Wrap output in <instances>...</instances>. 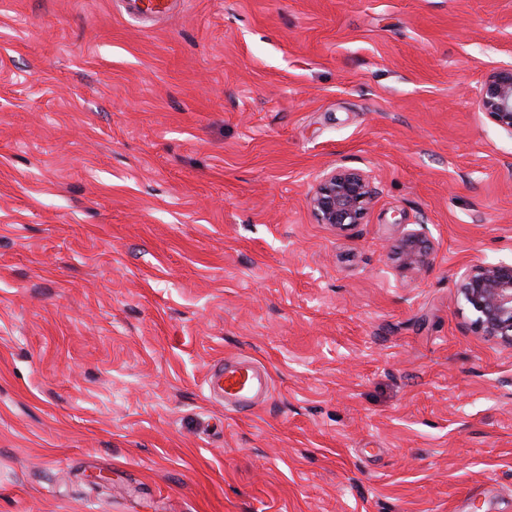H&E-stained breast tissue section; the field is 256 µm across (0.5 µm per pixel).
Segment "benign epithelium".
Masks as SVG:
<instances>
[{
  "label": "benign epithelium",
  "mask_w": 512,
  "mask_h": 512,
  "mask_svg": "<svg viewBox=\"0 0 512 512\" xmlns=\"http://www.w3.org/2000/svg\"><path fill=\"white\" fill-rule=\"evenodd\" d=\"M480 106L489 120L512 135V66L490 70L480 91ZM372 176L334 168L323 171L313 187L310 204L317 221L332 226L359 224L375 201ZM430 243L425 225L398 240L400 265L422 269L428 264ZM458 291L472 311L475 331L487 339L512 345V263L475 264L458 281Z\"/></svg>",
  "instance_id": "obj_1"
}]
</instances>
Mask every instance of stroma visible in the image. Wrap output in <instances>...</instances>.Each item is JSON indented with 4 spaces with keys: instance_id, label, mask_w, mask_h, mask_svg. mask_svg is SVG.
<instances>
[{
    "instance_id": "35a3bbf8",
    "label": "stroma",
    "mask_w": 512,
    "mask_h": 512,
    "mask_svg": "<svg viewBox=\"0 0 512 512\" xmlns=\"http://www.w3.org/2000/svg\"><path fill=\"white\" fill-rule=\"evenodd\" d=\"M510 64L512 0H0V512H512V347L458 293L512 262ZM337 166L362 223L311 212ZM131 13L147 20H154L166 16L172 9L174 2L168 0H148L134 1L133 3L124 1ZM480 106L489 120L512 135V66L490 70L480 91ZM375 197L370 174L334 168L318 176L310 204L319 223L346 226L361 223ZM418 225L420 230L405 233L398 240V258L406 269H422L428 264L430 243L424 232L425 225ZM206 384L210 393L218 392L240 412L251 414L268 397L271 378L265 368L239 358L214 364Z\"/></svg>"
}]
</instances>
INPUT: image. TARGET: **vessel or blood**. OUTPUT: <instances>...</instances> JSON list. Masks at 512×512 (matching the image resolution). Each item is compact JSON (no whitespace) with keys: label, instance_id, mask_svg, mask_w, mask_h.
Here are the masks:
<instances>
[{"label":"vessel or blood","instance_id":"b4317fda","mask_svg":"<svg viewBox=\"0 0 512 512\" xmlns=\"http://www.w3.org/2000/svg\"><path fill=\"white\" fill-rule=\"evenodd\" d=\"M172 9L171 0H131L129 10L147 20L166 16ZM209 391L218 393L240 412L250 414L263 403L271 387L268 371L244 359L214 364L206 380Z\"/></svg>","mask_w":512,"mask_h":512}]
</instances>
